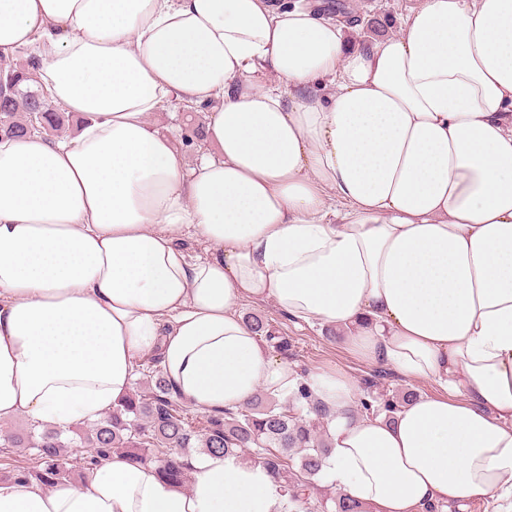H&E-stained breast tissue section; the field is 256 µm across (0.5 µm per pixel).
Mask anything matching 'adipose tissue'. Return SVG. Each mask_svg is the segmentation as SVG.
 Instances as JSON below:
<instances>
[{
  "label": "adipose tissue",
  "instance_id": "obj_1",
  "mask_svg": "<svg viewBox=\"0 0 512 512\" xmlns=\"http://www.w3.org/2000/svg\"><path fill=\"white\" fill-rule=\"evenodd\" d=\"M305 0H0L74 136H0V424L99 420L156 363L220 414L306 383L323 472L372 512H512V0H420L354 43ZM207 107L198 163L155 118ZM201 238L192 255L179 234ZM271 303L431 382L359 414L341 370L298 380L239 311ZM182 489L111 457L0 512H281L267 467L201 454Z\"/></svg>",
  "mask_w": 512,
  "mask_h": 512
}]
</instances>
